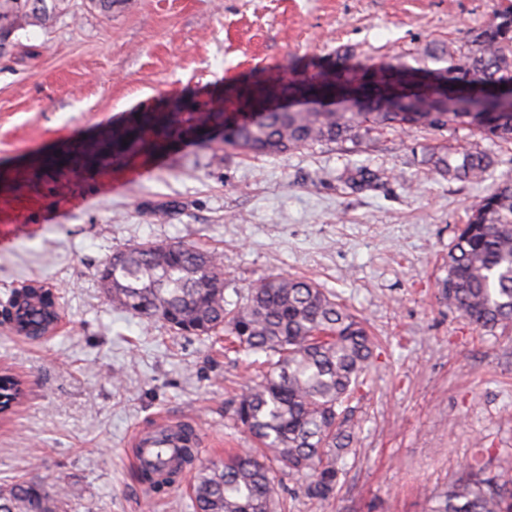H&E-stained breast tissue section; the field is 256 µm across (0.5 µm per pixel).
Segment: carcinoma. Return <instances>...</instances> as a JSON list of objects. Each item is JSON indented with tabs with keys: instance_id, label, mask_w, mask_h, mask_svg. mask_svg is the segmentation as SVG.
Listing matches in <instances>:
<instances>
[{
	"instance_id": "obj_1",
	"label": "carcinoma",
	"mask_w": 512,
	"mask_h": 512,
	"mask_svg": "<svg viewBox=\"0 0 512 512\" xmlns=\"http://www.w3.org/2000/svg\"><path fill=\"white\" fill-rule=\"evenodd\" d=\"M44 10L38 0H0V30L16 33L43 26L59 9ZM459 48L439 45L355 67L352 51L336 52V65L302 76L286 87L260 86L238 94L240 110L258 96L303 99L288 112H257L238 119L235 112H207L202 126L216 120L224 146L252 152L284 153L323 142H345L368 127L404 131L441 130L467 125L476 136L464 148L430 150L427 165L449 182L486 179L491 158L483 141L512 143V10L498 14ZM505 88H500V85ZM353 94L355 112L315 106ZM407 109L387 108L390 97ZM181 113L157 122L160 136L148 145L183 133ZM440 300L468 323L484 330L512 327V181L494 186L472 206L467 223L448 250ZM101 280L113 305L139 317L163 322L184 336L226 333L232 348L262 354L263 379L246 386L233 403V419L253 436L256 447L198 469L191 487L194 512H276L283 506L284 479L304 480L311 501L336 497L339 461L349 447L345 433L350 399L366 383L374 344L364 323L336 296L304 277L271 275L248 289L244 300L226 299L224 268L215 251L181 242H143L116 251ZM59 318L58 297L50 288L29 285L0 304V320L29 339L43 337ZM24 395L22 380L0 373V412ZM196 449H183L180 461L164 472L141 470L138 482L162 490L194 465ZM67 493L47 491L32 480L0 488V512H59ZM430 512H512V487L471 472L445 493L431 498Z\"/></svg>"
}]
</instances>
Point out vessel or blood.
I'll return each instance as SVG.
<instances>
[{
    "label": "vessel or blood",
    "instance_id": "obj_1",
    "mask_svg": "<svg viewBox=\"0 0 512 512\" xmlns=\"http://www.w3.org/2000/svg\"><path fill=\"white\" fill-rule=\"evenodd\" d=\"M188 425L184 422L160 420L150 429L137 432L131 440V462L135 468L167 466L184 447L182 434Z\"/></svg>",
    "mask_w": 512,
    "mask_h": 512
}]
</instances>
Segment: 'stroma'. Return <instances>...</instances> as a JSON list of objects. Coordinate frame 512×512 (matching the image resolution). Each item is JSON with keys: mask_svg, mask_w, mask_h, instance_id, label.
Wrapping results in <instances>:
<instances>
[{"mask_svg": "<svg viewBox=\"0 0 512 512\" xmlns=\"http://www.w3.org/2000/svg\"><path fill=\"white\" fill-rule=\"evenodd\" d=\"M512 0H64L0 56V203L27 204L0 251V302L40 281L62 320L31 343L0 325V370L26 382L0 418V486L66 487L70 512H193V474L155 497L130 469L128 439L165 416L201 434L200 465L253 447L231 418L262 356L132 316L100 281L116 250L146 242L221 254L234 300L271 274L314 280L374 337L351 403L350 450L331 504L285 485L291 512H429L466 471L512 475V330L476 328L438 300L443 261L470 207L512 178V144L487 143L490 177L448 182L425 162L468 127L375 129L277 155L226 147L220 130L173 136L155 155L112 159L135 112L218 109L227 89L285 83L430 43L461 44ZM54 167H46L45 157ZM371 177L352 188L342 176ZM120 181L119 192L103 179Z\"/></svg>", "mask_w": 512, "mask_h": 512, "instance_id": "stroma-1", "label": "stroma"}]
</instances>
